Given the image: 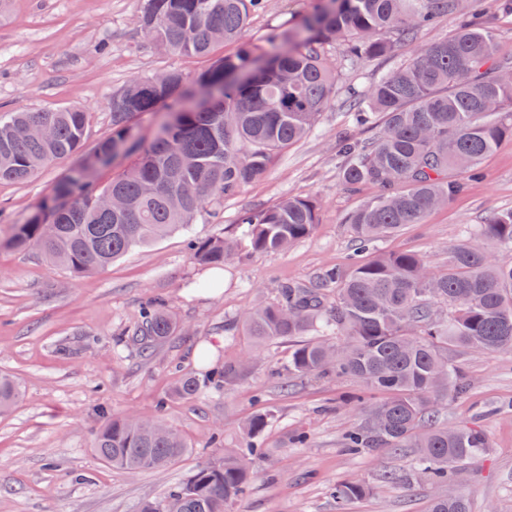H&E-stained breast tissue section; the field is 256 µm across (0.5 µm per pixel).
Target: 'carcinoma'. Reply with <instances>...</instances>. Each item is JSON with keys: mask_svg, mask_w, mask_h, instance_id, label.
Segmentation results:
<instances>
[{"mask_svg": "<svg viewBox=\"0 0 512 512\" xmlns=\"http://www.w3.org/2000/svg\"><path fill=\"white\" fill-rule=\"evenodd\" d=\"M133 21L164 51L208 58L193 77L169 69L164 83L137 79L112 94L111 132L86 152L91 113L78 105L22 110L0 118V182L24 183L44 168L81 156L21 224L0 239L15 251L35 250L74 275L103 269L136 248L176 232L224 197L262 177L274 151L303 137L336 97L331 40L347 42L345 62L386 57L442 16L460 25L422 46L395 71L347 99L360 126L381 115L383 128L367 142L343 144V182L376 184L381 193L346 217L354 241L352 268H327L314 288L288 283L276 301L241 318L248 335L267 344L288 339V375L357 378L358 422L346 448L415 453V470L433 485H457L473 460L489 454L483 429L436 424L438 400L460 394L465 382L453 356L464 351L512 353V210L448 246V264L429 268L411 252L376 253L380 239L421 224L479 174L483 158L512 140V58L498 52L494 25L474 14L470 0H317L297 26L273 32L265 46L243 33L262 0H139ZM235 45L231 54L216 49ZM168 110L149 142L134 116ZM135 163L108 185L98 172L115 160ZM320 203L288 196L261 210H244L241 234L188 237L195 263L219 268L243 253L282 251L310 237ZM179 331L157 302L141 314L143 353ZM240 372L194 376L178 393L193 398ZM383 398L371 401L367 394ZM20 398L17 381L0 373V412ZM271 414L244 425V448L206 456L166 496L138 512H228L250 483L251 459ZM93 448L127 473L165 468L189 454L180 433L160 420L102 413ZM373 490L368 480L341 481L331 490L336 512ZM428 512H469L455 492L430 499Z\"/></svg>", "mask_w": 512, "mask_h": 512, "instance_id": "cac0c4a2", "label": "carcinoma"}]
</instances>
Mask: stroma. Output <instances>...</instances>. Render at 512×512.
<instances>
[{"mask_svg":"<svg viewBox=\"0 0 512 512\" xmlns=\"http://www.w3.org/2000/svg\"><path fill=\"white\" fill-rule=\"evenodd\" d=\"M314 0H267L244 37L264 45L275 30L293 28ZM138 0H10L0 12V115L18 109L77 104L91 112L87 147L111 131L113 92L154 72L186 75L207 62L168 54L137 29ZM411 52L364 62L338 73L336 101L314 129L277 153L264 176L224 200L221 223L207 216L192 235L232 234L237 214L288 195L321 204L309 238L284 252H253L224 265L214 292L195 289L205 270L195 265L186 235L177 233L136 250L102 272L78 277L48 266L34 251L0 250V372L15 376L23 395L0 414V512H137L158 499L217 447L241 448L242 425L271 413L265 456L252 468L247 492L228 512H336L329 489L363 477L372 493L349 512H427L430 483L383 482V472H409L412 458L385 451L351 454L343 447L359 410L351 398L362 385L353 377L289 379L291 345L264 346L238 328L237 319L272 301L280 284L313 285L329 266L349 267L354 246L345 216L378 186L352 189L342 181L338 139L364 140L372 132L352 124L344 106L347 87H369ZM60 161L27 183H0V229L21 222L48 196L68 168ZM512 209V140L484 160L480 179L467 183L447 207L383 239L380 250L414 252L434 269L448 262V245L493 213ZM160 300L180 331L151 354H142L135 331L140 310ZM209 347L219 361H247L223 389L187 399L182 378L199 373L197 351ZM456 361L465 395L444 397L438 421L479 422L494 448L459 481L470 512H512V353L466 351ZM161 418L190 442L191 452L162 470L135 474L109 468L92 447L98 411ZM220 445H213L215 432Z\"/></svg>","mask_w":512,"mask_h":512,"instance_id":"1","label":"stroma"}]
</instances>
